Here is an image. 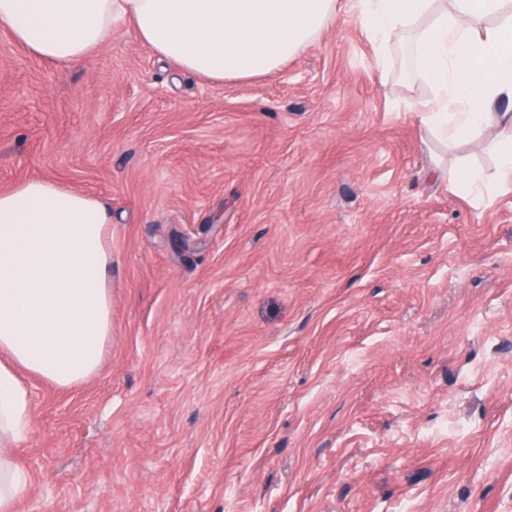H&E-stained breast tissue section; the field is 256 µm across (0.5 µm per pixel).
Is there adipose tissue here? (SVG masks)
Here are the masks:
<instances>
[{
  "label": "adipose tissue",
  "mask_w": 512,
  "mask_h": 512,
  "mask_svg": "<svg viewBox=\"0 0 512 512\" xmlns=\"http://www.w3.org/2000/svg\"><path fill=\"white\" fill-rule=\"evenodd\" d=\"M386 69L406 44L435 91L413 101L424 136L484 139L495 172L433 163L470 197L512 182V0H357ZM498 25H490V18ZM184 71L215 81L271 73L336 23V0H0V30L43 61L89 57L117 26ZM112 233L98 199L33 179L0 192V512L29 478L13 449L31 430L28 377L73 389L112 338Z\"/></svg>",
  "instance_id": "adipose-tissue-1"
}]
</instances>
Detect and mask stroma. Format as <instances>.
I'll list each match as a JSON object with an SVG mask.
<instances>
[{
  "label": "stroma",
  "instance_id": "35a3bbf8",
  "mask_svg": "<svg viewBox=\"0 0 512 512\" xmlns=\"http://www.w3.org/2000/svg\"><path fill=\"white\" fill-rule=\"evenodd\" d=\"M355 15L224 82L129 24L63 66L0 31V191L112 213V339L32 381L16 512H512V184L428 178L495 161L422 141Z\"/></svg>",
  "mask_w": 512,
  "mask_h": 512
}]
</instances>
